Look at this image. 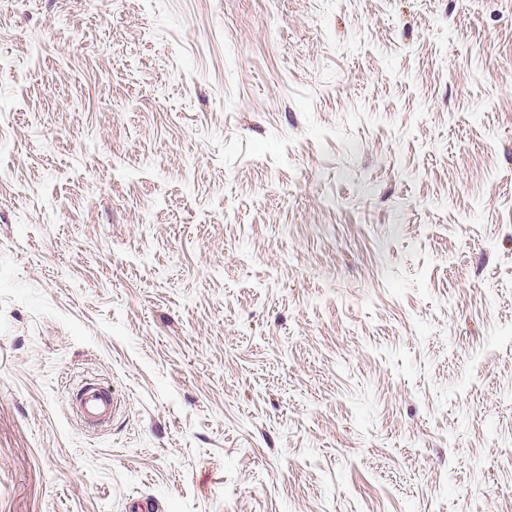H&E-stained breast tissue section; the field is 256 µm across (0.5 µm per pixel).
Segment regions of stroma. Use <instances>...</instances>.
I'll list each match as a JSON object with an SVG mask.
<instances>
[{
  "mask_svg": "<svg viewBox=\"0 0 512 512\" xmlns=\"http://www.w3.org/2000/svg\"><path fill=\"white\" fill-rule=\"evenodd\" d=\"M0 54V512H512V0H14ZM72 404L77 415L86 425L99 426L115 417L121 401L115 391L89 381L73 392Z\"/></svg>",
  "mask_w": 512,
  "mask_h": 512,
  "instance_id": "obj_1",
  "label": "stroma"
}]
</instances>
